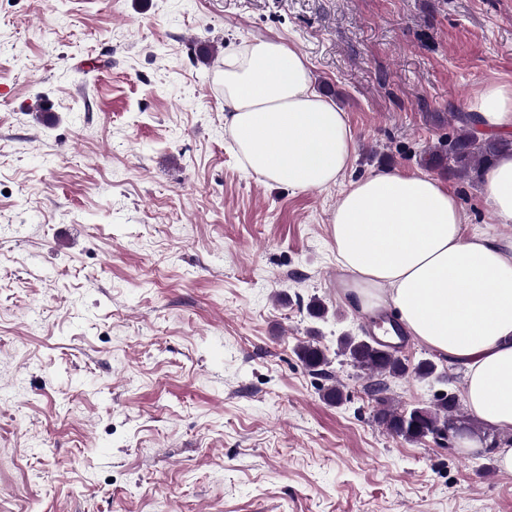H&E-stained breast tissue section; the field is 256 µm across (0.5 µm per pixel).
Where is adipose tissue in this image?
Returning a JSON list of instances; mask_svg holds the SVG:
<instances>
[{"instance_id":"adipose-tissue-1","label":"adipose tissue","mask_w":512,"mask_h":512,"mask_svg":"<svg viewBox=\"0 0 512 512\" xmlns=\"http://www.w3.org/2000/svg\"><path fill=\"white\" fill-rule=\"evenodd\" d=\"M224 125L245 169L297 191L336 184L355 140L346 112L313 86L307 59L259 39L224 61ZM484 136L512 133V85L487 83L466 103ZM481 193L512 222V154ZM350 307L392 306L409 338L466 370L463 401L484 427L512 432V238L468 231L456 196L423 173L382 170L350 182L330 221Z\"/></svg>"}]
</instances>
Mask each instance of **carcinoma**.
<instances>
[{
    "label": "carcinoma",
    "instance_id": "cac0c4a2",
    "mask_svg": "<svg viewBox=\"0 0 512 512\" xmlns=\"http://www.w3.org/2000/svg\"><path fill=\"white\" fill-rule=\"evenodd\" d=\"M430 119L437 126H443L447 122L452 124L453 134L439 138L420 153L419 162L427 168L446 171L462 181L476 184L481 181L485 169L500 154L512 151L511 139L478 134L473 128V119L469 112H451L446 117L435 114ZM339 347L355 367L370 375L369 388L377 404L375 419L388 434L421 442L448 429V424L458 420L471 425L454 393L436 399V403L426 408H394L390 405L386 396L389 390L388 380H400L410 375L423 379L437 377L439 373L434 362L423 360L411 368L395 351L355 336L340 337ZM294 353L309 371L316 374L327 373L328 356L316 343L303 342L296 346Z\"/></svg>",
    "mask_w": 512,
    "mask_h": 512
}]
</instances>
